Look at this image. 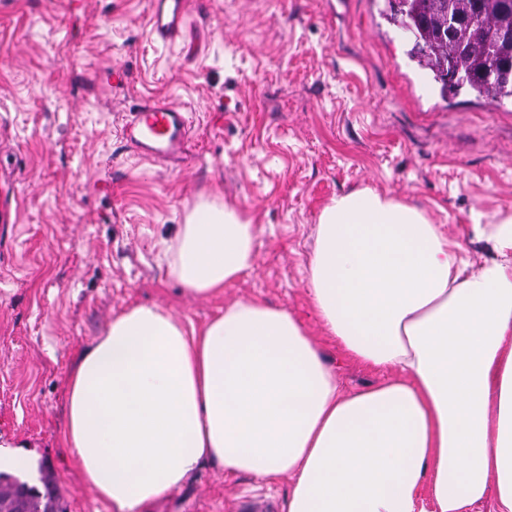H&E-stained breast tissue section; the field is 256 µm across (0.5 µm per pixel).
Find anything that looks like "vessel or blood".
<instances>
[{
  "label": "vessel or blood",
  "mask_w": 512,
  "mask_h": 512,
  "mask_svg": "<svg viewBox=\"0 0 512 512\" xmlns=\"http://www.w3.org/2000/svg\"><path fill=\"white\" fill-rule=\"evenodd\" d=\"M190 13V0H153L149 32L157 41L173 42ZM122 137L139 157L175 168L188 148L191 126L184 107L168 98L157 97L130 108L125 115Z\"/></svg>",
  "instance_id": "vessel-or-blood-1"
}]
</instances>
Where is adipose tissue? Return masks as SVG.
<instances>
[{
  "label": "adipose tissue",
  "instance_id": "ef3b65f1",
  "mask_svg": "<svg viewBox=\"0 0 512 512\" xmlns=\"http://www.w3.org/2000/svg\"><path fill=\"white\" fill-rule=\"evenodd\" d=\"M471 269L417 208L364 187L317 221L307 292L348 357L393 370L346 393L282 307L228 304L202 330L159 307L113 317L68 387L63 439L112 512H137L202 462L290 477L286 512H512V214ZM256 226L196 203L172 247L186 294L251 271Z\"/></svg>",
  "mask_w": 512,
  "mask_h": 512
}]
</instances>
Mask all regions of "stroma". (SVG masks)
<instances>
[{
	"label": "stroma",
	"instance_id": "35a3bbf8",
	"mask_svg": "<svg viewBox=\"0 0 512 512\" xmlns=\"http://www.w3.org/2000/svg\"><path fill=\"white\" fill-rule=\"evenodd\" d=\"M152 0H0V440L63 512H108L63 441L68 378L112 317L157 305L201 327L226 304L288 309L345 390L384 371L325 336L307 293L323 207L371 187L423 210L478 265L512 213V104L442 96L409 59L383 0H198L180 40L148 33ZM125 81L112 88L107 73ZM181 104L180 167L124 145L142 100ZM257 226L254 271L216 297L184 295L165 254L200 198ZM288 478L206 464L144 512H285Z\"/></svg>",
	"mask_w": 512,
	"mask_h": 512
}]
</instances>
